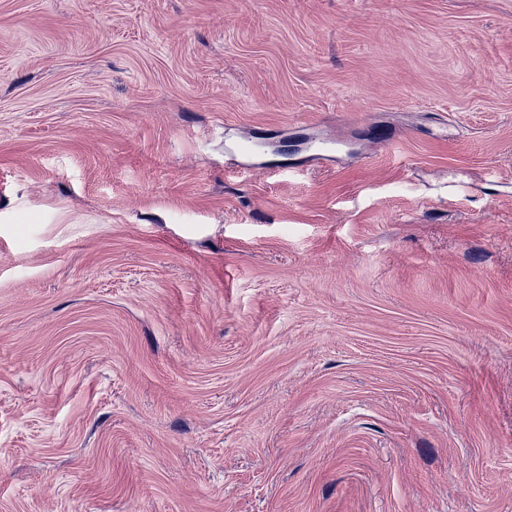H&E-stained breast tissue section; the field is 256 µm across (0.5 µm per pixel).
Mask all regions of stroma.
<instances>
[{
  "label": "stroma",
  "instance_id": "stroma-1",
  "mask_svg": "<svg viewBox=\"0 0 512 512\" xmlns=\"http://www.w3.org/2000/svg\"><path fill=\"white\" fill-rule=\"evenodd\" d=\"M0 512H512V0H0Z\"/></svg>",
  "mask_w": 512,
  "mask_h": 512
}]
</instances>
